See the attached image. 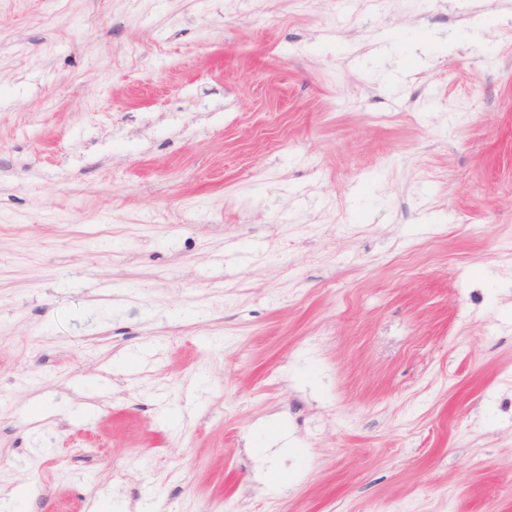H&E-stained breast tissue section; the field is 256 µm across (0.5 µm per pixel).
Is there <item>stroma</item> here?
<instances>
[{
    "label": "stroma",
    "mask_w": 512,
    "mask_h": 512,
    "mask_svg": "<svg viewBox=\"0 0 512 512\" xmlns=\"http://www.w3.org/2000/svg\"><path fill=\"white\" fill-rule=\"evenodd\" d=\"M20 486L512 512V0H0Z\"/></svg>",
    "instance_id": "stroma-1"
}]
</instances>
